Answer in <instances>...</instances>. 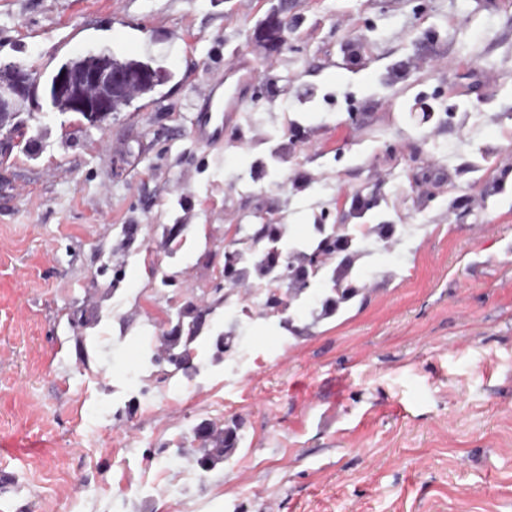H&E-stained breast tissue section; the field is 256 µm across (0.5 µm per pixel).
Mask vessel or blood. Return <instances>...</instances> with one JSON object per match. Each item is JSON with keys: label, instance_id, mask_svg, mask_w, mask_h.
<instances>
[{"label": "vessel or blood", "instance_id": "obj_1", "mask_svg": "<svg viewBox=\"0 0 512 512\" xmlns=\"http://www.w3.org/2000/svg\"><path fill=\"white\" fill-rule=\"evenodd\" d=\"M229 70L237 77L233 95H225L226 82L221 78L209 80L202 92L200 109L192 125L193 136L200 142L213 143L222 138L225 122L244 106L255 80L256 69L248 56H239Z\"/></svg>", "mask_w": 512, "mask_h": 512}]
</instances>
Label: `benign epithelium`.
<instances>
[{"mask_svg": "<svg viewBox=\"0 0 512 512\" xmlns=\"http://www.w3.org/2000/svg\"><path fill=\"white\" fill-rule=\"evenodd\" d=\"M287 29L288 20L282 17V10L274 9L255 30L254 40L265 46H279ZM13 70V79L0 83V116L25 111L37 90L38 78L34 73L21 66ZM145 76L153 84L165 81L162 71L151 67L120 71L110 66L82 69L67 64L55 73L51 93L67 99L68 111L92 116L100 126L112 115V102L125 97L131 85Z\"/></svg>", "mask_w": 512, "mask_h": 512, "instance_id": "1", "label": "benign epithelium"}]
</instances>
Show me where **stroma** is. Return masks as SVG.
Instances as JSON below:
<instances>
[{"label":"stroma","instance_id":"1","mask_svg":"<svg viewBox=\"0 0 512 512\" xmlns=\"http://www.w3.org/2000/svg\"><path fill=\"white\" fill-rule=\"evenodd\" d=\"M88 51L168 78L100 128L41 95L0 127V512H512V0H0V65ZM242 53L255 97L195 141ZM264 222L411 231L365 300L240 317L248 363H212L227 231ZM194 308L197 375L146 361ZM234 419L201 471L193 427ZM288 20L282 17V10L274 9L254 32V40L265 46H279L284 42ZM237 424H212L206 433V439L211 441L213 448H206L197 460L202 470H209L216 464L229 460L235 453L240 442Z\"/></svg>","mask_w":512,"mask_h":512}]
</instances>
